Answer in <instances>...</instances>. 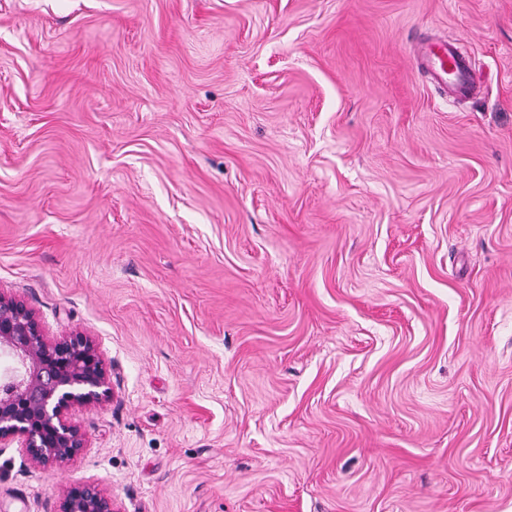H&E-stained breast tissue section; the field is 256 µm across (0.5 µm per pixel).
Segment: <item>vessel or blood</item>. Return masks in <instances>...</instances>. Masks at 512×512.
Here are the masks:
<instances>
[{
    "label": "vessel or blood",
    "mask_w": 512,
    "mask_h": 512,
    "mask_svg": "<svg viewBox=\"0 0 512 512\" xmlns=\"http://www.w3.org/2000/svg\"><path fill=\"white\" fill-rule=\"evenodd\" d=\"M419 57L426 73L444 92L458 97L478 94L479 86L471 61L460 54L451 42L422 44Z\"/></svg>",
    "instance_id": "vessel-or-blood-1"
}]
</instances>
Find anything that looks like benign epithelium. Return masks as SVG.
<instances>
[{
    "mask_svg": "<svg viewBox=\"0 0 512 512\" xmlns=\"http://www.w3.org/2000/svg\"><path fill=\"white\" fill-rule=\"evenodd\" d=\"M0 351L16 366L0 377V448L17 444L43 468L62 467L87 447L71 415L111 395V373L95 338L75 330L49 339L28 304L0 290ZM57 512H121L98 480H75L60 493Z\"/></svg>",
    "mask_w": 512,
    "mask_h": 512,
    "instance_id": "1",
    "label": "benign epithelium"
}]
</instances>
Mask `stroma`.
I'll use <instances>...</instances> for the list:
<instances>
[{
	"mask_svg": "<svg viewBox=\"0 0 512 512\" xmlns=\"http://www.w3.org/2000/svg\"><path fill=\"white\" fill-rule=\"evenodd\" d=\"M0 290L112 371L0 512H512V0H0ZM418 53L425 72L444 92L472 98L479 93L471 61L451 42L424 43ZM56 512H121L112 490L98 480H75L60 493Z\"/></svg>",
	"mask_w": 512,
	"mask_h": 512,
	"instance_id": "stroma-1",
	"label": "stroma"
}]
</instances>
